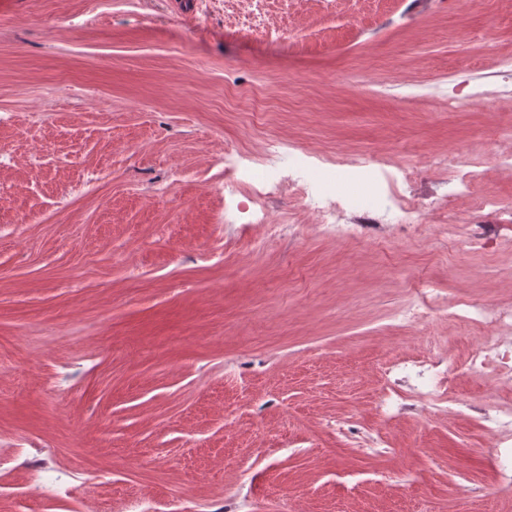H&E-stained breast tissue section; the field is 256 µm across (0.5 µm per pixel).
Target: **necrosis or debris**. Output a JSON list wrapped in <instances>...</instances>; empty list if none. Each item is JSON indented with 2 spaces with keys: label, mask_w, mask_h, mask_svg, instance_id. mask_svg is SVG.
Here are the masks:
<instances>
[{
  "label": "necrosis or debris",
  "mask_w": 512,
  "mask_h": 512,
  "mask_svg": "<svg viewBox=\"0 0 512 512\" xmlns=\"http://www.w3.org/2000/svg\"><path fill=\"white\" fill-rule=\"evenodd\" d=\"M451 193L423 189V172L405 151L393 155L328 150L312 153L306 147L285 149L276 137L264 139L246 161L224 168V200L228 223L260 224L270 236L284 225L273 223L268 205L281 190L302 200L318 236L349 243L399 242L431 230L436 237L459 234L470 247L497 249L512 231V202L496 195L479 198L474 210H456V197L471 194L480 180L472 156L448 152L436 160ZM396 315L415 332H425L434 319L460 320L482 328L480 341L465 364L442 353L414 357L391 353L375 369L382 387L374 408L384 422L406 416L447 414L451 381L460 368L488 386L506 393L507 401L474 404L469 417L481 425L490 447L499 452L498 489L512 491V303L489 299L448 297L432 284L411 281Z\"/></svg>",
  "instance_id": "1"
}]
</instances>
